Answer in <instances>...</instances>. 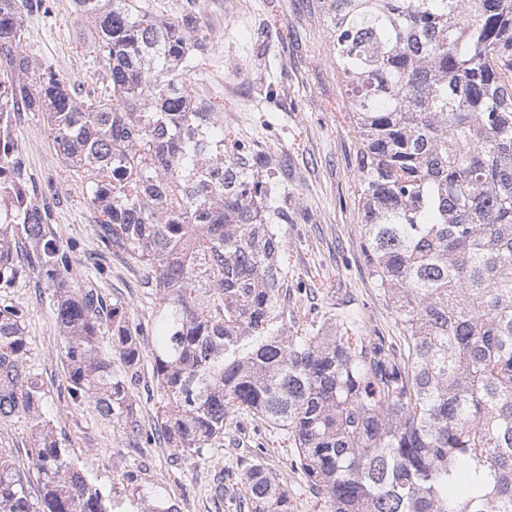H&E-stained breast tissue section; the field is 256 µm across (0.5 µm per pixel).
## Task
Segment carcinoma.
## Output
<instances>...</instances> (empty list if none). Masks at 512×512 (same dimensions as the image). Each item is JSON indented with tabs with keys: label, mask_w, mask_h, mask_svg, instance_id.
<instances>
[{
	"label": "carcinoma",
	"mask_w": 512,
	"mask_h": 512,
	"mask_svg": "<svg viewBox=\"0 0 512 512\" xmlns=\"http://www.w3.org/2000/svg\"><path fill=\"white\" fill-rule=\"evenodd\" d=\"M101 68L85 86L23 48L46 0H0V288L26 270L53 290L73 402H92L134 448L202 454L247 411L283 433L327 512H512V0H323L332 62L358 141L362 253L405 348L288 327L276 188L281 164L224 128L198 93L200 15L139 0H72ZM43 112L109 254L152 269L153 340L46 230L14 129ZM110 337L102 346L100 333ZM24 311L0 308V420L33 423L42 485L0 449V512H117L69 457L27 366ZM151 353L154 424L132 387ZM122 369H112L114 359ZM249 512H293L263 464ZM137 512H175L144 494Z\"/></svg>",
	"instance_id": "1"
}]
</instances>
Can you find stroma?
<instances>
[{"label":"stroma","instance_id":"1","mask_svg":"<svg viewBox=\"0 0 512 512\" xmlns=\"http://www.w3.org/2000/svg\"><path fill=\"white\" fill-rule=\"evenodd\" d=\"M235 2L197 0L203 32L213 43L212 62L201 83L228 101L225 126L277 155L287 170L280 192L288 216L277 227L294 294L288 319L304 330L358 311L369 335L400 340L401 326L361 251L358 145L346 119L348 103L331 60L321 2L246 0V14L238 21L232 18ZM54 3L58 20L31 22L26 50L36 62L92 83L98 75L92 61L73 52L88 21L74 12L71 0ZM270 86L277 91L271 102L264 98ZM16 135L38 192L58 198L50 229L60 243H76L70 276L81 282L92 274L89 257L99 250L93 209L80 183L64 181L63 164L41 114L25 117ZM104 265L102 288L125 303L133 323L150 327L158 302L139 286L150 268L112 257ZM3 306L26 313L27 364L46 383L45 408L57 437L87 478L113 500L127 507L148 492L177 512H244L235 495L246 462L256 458L276 473L294 512H325L323 500L292 469L293 452L284 436L244 411L229 414L223 437L199 456L155 443L129 447L121 426L104 420L94 405L71 403L45 283L31 275L0 288ZM219 487L226 498L217 502L213 495Z\"/></svg>","mask_w":512,"mask_h":512}]
</instances>
